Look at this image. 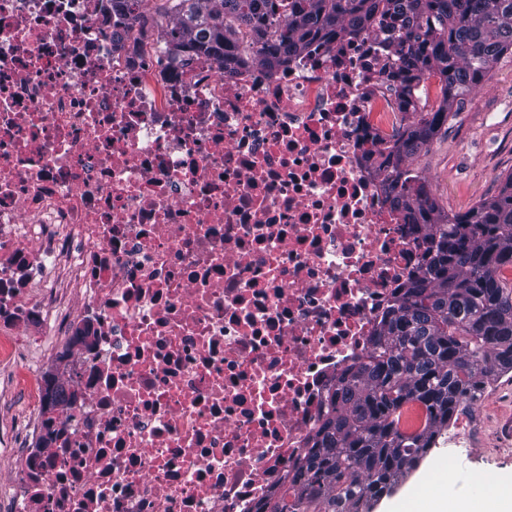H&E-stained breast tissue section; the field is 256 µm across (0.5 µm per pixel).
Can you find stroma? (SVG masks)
Returning <instances> with one entry per match:
<instances>
[{"instance_id": "1", "label": "stroma", "mask_w": 512, "mask_h": 512, "mask_svg": "<svg viewBox=\"0 0 512 512\" xmlns=\"http://www.w3.org/2000/svg\"><path fill=\"white\" fill-rule=\"evenodd\" d=\"M412 165L426 177L440 210L448 214L500 192L512 174V52L500 57L488 80L465 97L431 143L413 157ZM450 427L466 434L472 458L464 463L450 459L444 443L436 442L371 512H398L405 499L445 494V487L432 480L433 466L445 460L466 478L457 497L470 500L475 512H486L485 484L512 482V373L489 384Z\"/></svg>"}]
</instances>
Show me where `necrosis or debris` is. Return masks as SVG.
<instances>
[{
	"mask_svg": "<svg viewBox=\"0 0 512 512\" xmlns=\"http://www.w3.org/2000/svg\"><path fill=\"white\" fill-rule=\"evenodd\" d=\"M110 12L0 0V335L38 398L0 512H258L424 268L379 173L407 30L228 75Z\"/></svg>",
	"mask_w": 512,
	"mask_h": 512,
	"instance_id": "4bbe7bcc",
	"label": "necrosis or debris"
}]
</instances>
